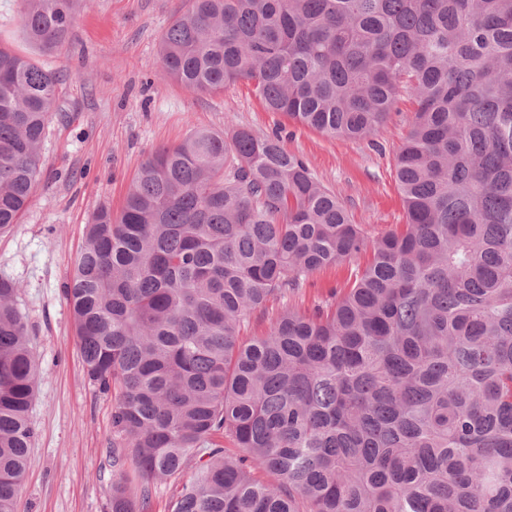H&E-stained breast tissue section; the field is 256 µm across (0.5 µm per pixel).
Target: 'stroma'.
Wrapping results in <instances>:
<instances>
[{"instance_id": "35a3bbf8", "label": "stroma", "mask_w": 512, "mask_h": 512, "mask_svg": "<svg viewBox=\"0 0 512 512\" xmlns=\"http://www.w3.org/2000/svg\"><path fill=\"white\" fill-rule=\"evenodd\" d=\"M74 6L67 41L39 56L62 79L40 181L19 224L0 236V277L21 287L18 304L39 365L31 413L34 464L17 512H105L112 398L88 382L64 286L93 212H121L132 178L152 151L181 142L193 128L277 131L367 239L406 221L396 164L413 116L408 97L372 138H332L267 111L251 82L195 94L165 77L158 44L188 0H75ZM351 268L345 262L315 273L295 305L308 311L333 303Z\"/></svg>"}]
</instances>
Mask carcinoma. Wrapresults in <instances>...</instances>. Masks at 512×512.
<instances>
[{"mask_svg": "<svg viewBox=\"0 0 512 512\" xmlns=\"http://www.w3.org/2000/svg\"><path fill=\"white\" fill-rule=\"evenodd\" d=\"M21 2L28 43L69 36L71 0ZM158 54L191 92L248 80L331 137L375 135L409 95L406 223L302 311L309 276L365 246L307 163L243 127L154 151L120 214L86 225L65 290L115 401L107 512H155L171 482L167 512H512V0H190ZM58 107L56 73L0 44V235ZM19 293L0 278V512L33 464ZM270 300L266 334L240 341Z\"/></svg>", "mask_w": 512, "mask_h": 512, "instance_id": "1", "label": "carcinoma"}]
</instances>
